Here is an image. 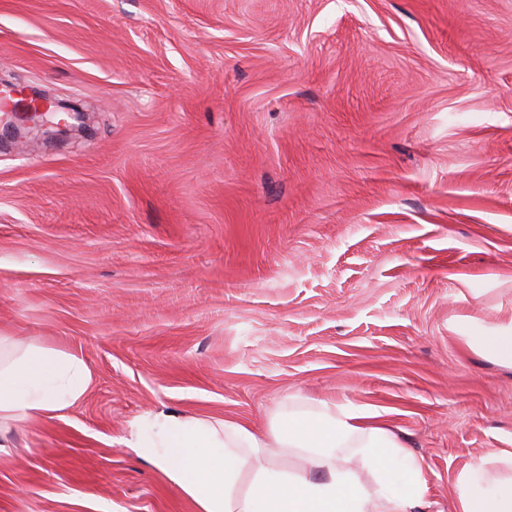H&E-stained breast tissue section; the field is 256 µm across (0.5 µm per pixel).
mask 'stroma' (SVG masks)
I'll list each match as a JSON object with an SVG mask.
<instances>
[{"label":"stroma","mask_w":512,"mask_h":512,"mask_svg":"<svg viewBox=\"0 0 512 512\" xmlns=\"http://www.w3.org/2000/svg\"><path fill=\"white\" fill-rule=\"evenodd\" d=\"M78 104L0 149V333L84 396L0 423V512H196L150 414L376 407L451 512L512 451V0H0V85ZM469 344L495 361L512 366V325L490 329L478 317H471Z\"/></svg>","instance_id":"stroma-1"}]
</instances>
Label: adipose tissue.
<instances>
[{"mask_svg":"<svg viewBox=\"0 0 512 512\" xmlns=\"http://www.w3.org/2000/svg\"><path fill=\"white\" fill-rule=\"evenodd\" d=\"M471 346L512 366V326L490 329L471 318ZM91 382L84 361L31 346L0 357V419L55 417ZM377 409L351 402L290 399L258 433L232 418L159 414L135 427L130 448L165 473L197 512H415L426 489L421 460L408 453ZM301 459L297 470L278 456ZM512 451L474 458L460 472L453 512H512ZM248 486H241L243 471ZM370 473L375 487L360 480Z\"/></svg>","mask_w":512,"mask_h":512,"instance_id":"1","label":"adipose tissue"}]
</instances>
